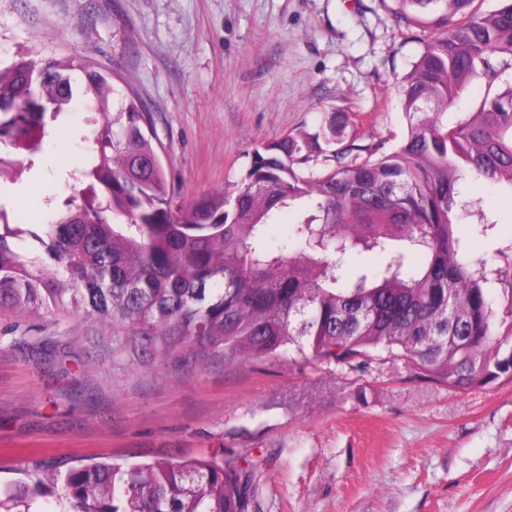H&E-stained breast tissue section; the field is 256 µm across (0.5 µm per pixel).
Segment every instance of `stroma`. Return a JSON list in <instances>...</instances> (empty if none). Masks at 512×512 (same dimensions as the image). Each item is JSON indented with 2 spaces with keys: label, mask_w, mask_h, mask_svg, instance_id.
Segmentation results:
<instances>
[{
  "label": "stroma",
  "mask_w": 512,
  "mask_h": 512,
  "mask_svg": "<svg viewBox=\"0 0 512 512\" xmlns=\"http://www.w3.org/2000/svg\"><path fill=\"white\" fill-rule=\"evenodd\" d=\"M394 0H0V60L75 54L114 72L153 118L183 200L232 189L255 148L339 112L391 150L397 87L421 51ZM85 149L48 141L10 198L37 219L74 195ZM455 228L475 255L512 239V198L479 180ZM37 318H0V485L95 461L217 458L249 475L247 512H512V381L451 390L404 361L337 372L315 356L192 371L113 358L78 325L56 351Z\"/></svg>",
  "instance_id": "1"
}]
</instances>
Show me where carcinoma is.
<instances>
[{"label":"carcinoma","instance_id":"carcinoma-1","mask_svg":"<svg viewBox=\"0 0 512 512\" xmlns=\"http://www.w3.org/2000/svg\"><path fill=\"white\" fill-rule=\"evenodd\" d=\"M476 2L395 0L409 26L439 13L441 32L399 87L408 126L393 151L326 113L315 132L254 151L234 190L190 203L136 93L76 55H15L0 66V316H78L108 333L112 355L183 370L310 354L358 369L383 356L454 390L512 381V240L475 258L453 230L466 177L512 197V85L446 120L466 79L491 88L512 64V0ZM77 96L89 108L87 153L68 173L78 196L18 224L8 195ZM289 208L292 251L270 243ZM353 253L380 263L351 274ZM249 484L215 460L96 462L26 471L0 488V509L37 512L52 497L56 512H246Z\"/></svg>","mask_w":512,"mask_h":512}]
</instances>
